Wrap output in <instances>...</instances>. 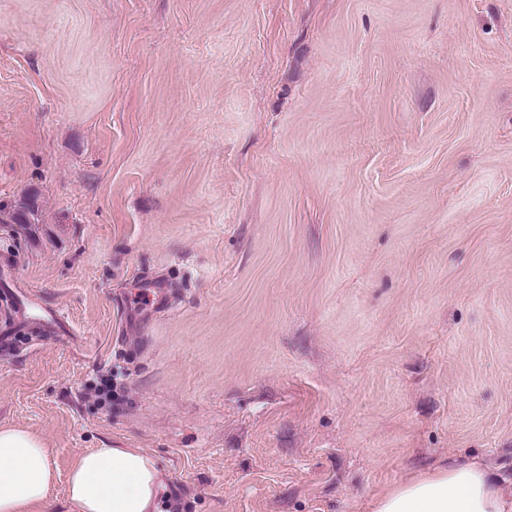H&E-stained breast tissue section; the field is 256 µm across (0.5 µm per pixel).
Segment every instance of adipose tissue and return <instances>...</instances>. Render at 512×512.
I'll use <instances>...</instances> for the list:
<instances>
[{
    "instance_id": "ef3b65f1",
    "label": "adipose tissue",
    "mask_w": 512,
    "mask_h": 512,
    "mask_svg": "<svg viewBox=\"0 0 512 512\" xmlns=\"http://www.w3.org/2000/svg\"><path fill=\"white\" fill-rule=\"evenodd\" d=\"M53 479L41 437L1 424L0 512L46 504ZM165 489L164 471L141 448L80 454L68 476L72 512H162ZM371 512H512V496L479 463L453 462L391 487L373 499Z\"/></svg>"
}]
</instances>
